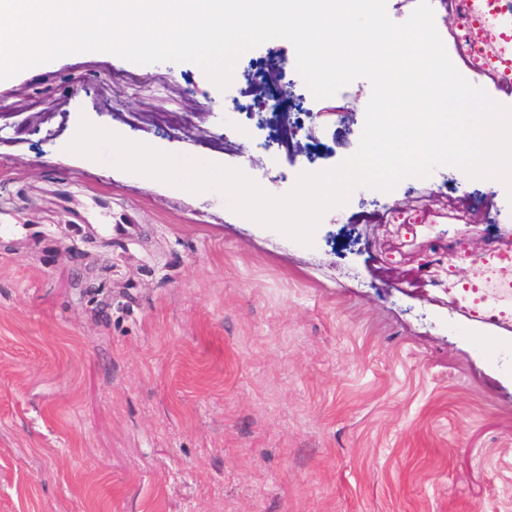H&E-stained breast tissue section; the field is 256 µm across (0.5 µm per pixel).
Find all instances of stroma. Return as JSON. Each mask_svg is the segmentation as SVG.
Returning a JSON list of instances; mask_svg holds the SVG:
<instances>
[{"label":"stroma","instance_id":"35a3bbf8","mask_svg":"<svg viewBox=\"0 0 512 512\" xmlns=\"http://www.w3.org/2000/svg\"><path fill=\"white\" fill-rule=\"evenodd\" d=\"M288 46L244 53L224 90L190 62L105 52L0 84V512H512V324L484 326L418 277L431 233L512 238L504 187L442 166L360 188L307 248L218 192L65 150L84 116L285 194L357 150L371 89L356 79L304 112L296 86L288 117L239 132L231 99ZM435 181L428 223L394 236L380 208ZM465 197L498 221L449 223Z\"/></svg>","mask_w":512,"mask_h":512}]
</instances>
